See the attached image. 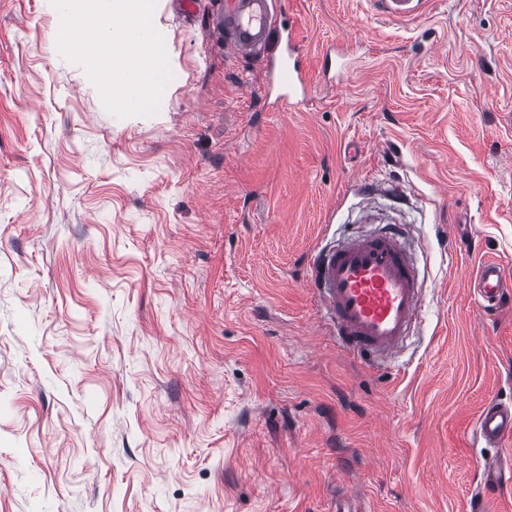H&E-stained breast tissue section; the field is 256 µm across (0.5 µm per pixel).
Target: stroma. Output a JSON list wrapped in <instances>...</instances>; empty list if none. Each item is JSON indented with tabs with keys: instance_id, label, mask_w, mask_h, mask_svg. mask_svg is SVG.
I'll list each match as a JSON object with an SVG mask.
<instances>
[{
	"instance_id": "1",
	"label": "stroma",
	"mask_w": 512,
	"mask_h": 512,
	"mask_svg": "<svg viewBox=\"0 0 512 512\" xmlns=\"http://www.w3.org/2000/svg\"><path fill=\"white\" fill-rule=\"evenodd\" d=\"M223 0H157L163 111L108 113L48 0H0V512H469L512 402V0H282L315 104ZM350 67L323 73L325 51ZM360 140V157L343 147ZM397 224L425 285L389 364L340 349L312 260ZM380 3L386 16L395 20L414 17L421 4L419 0H381ZM300 53L299 47L293 42L291 32L288 31L286 47L270 76L271 81L276 83L281 90V94L274 101L278 109L286 111L298 108L310 98V94L306 92L298 58ZM476 306L495 309L512 288L511 271L495 260H485L477 268L470 283ZM475 433L479 439L495 447L512 438V405L498 400L487 402L480 411Z\"/></svg>"
}]
</instances>
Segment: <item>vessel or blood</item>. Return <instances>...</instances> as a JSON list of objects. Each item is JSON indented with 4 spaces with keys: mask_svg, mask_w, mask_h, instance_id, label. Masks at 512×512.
<instances>
[{
    "mask_svg": "<svg viewBox=\"0 0 512 512\" xmlns=\"http://www.w3.org/2000/svg\"><path fill=\"white\" fill-rule=\"evenodd\" d=\"M278 2L225 0L215 19L225 50L248 56L264 49L277 27ZM381 4L386 16L395 20L412 18L420 8V0H381ZM299 54V47L287 42L270 76L281 90L276 104L284 110L309 99ZM314 286L341 346L362 358L396 353L423 309L416 270L394 231L357 238L320 255L314 262ZM470 288L476 306L497 308L512 288V270L495 260L483 261ZM475 433L496 447L511 439L512 405L487 402L476 419ZM482 471L484 482L472 496V512H489L493 491L512 482V463L504 460L487 462Z\"/></svg>",
    "mask_w": 512,
    "mask_h": 512,
    "instance_id": "obj_1",
    "label": "vessel or blood"
}]
</instances>
